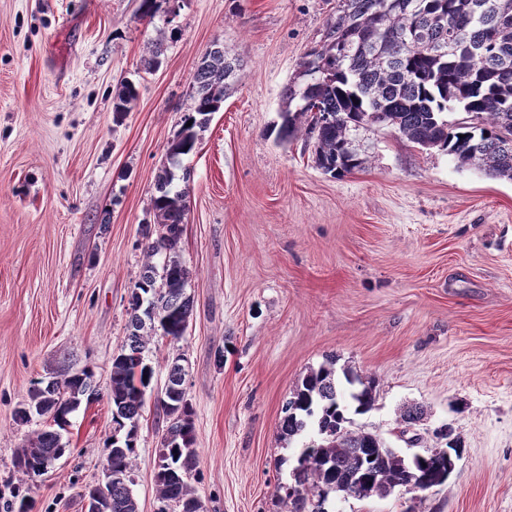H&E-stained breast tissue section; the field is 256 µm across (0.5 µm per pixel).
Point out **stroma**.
<instances>
[{"label":"stroma","instance_id":"1","mask_svg":"<svg viewBox=\"0 0 512 512\" xmlns=\"http://www.w3.org/2000/svg\"><path fill=\"white\" fill-rule=\"evenodd\" d=\"M337 0H0V505L83 512L112 434L107 398L82 405L67 453L38 481L13 460L46 420L16 424L34 381L92 367L107 387L144 264L155 175L202 54L244 61L232 95L184 164L179 247L192 273L188 330L145 353L155 374L132 472L139 512H157L166 423L157 406L182 357L195 410L192 479L204 512H279L298 445L282 408L310 370L334 361L374 382L353 428L403 454V407L421 448L461 438L455 473L411 502L332 498L329 512H512V181L367 125L365 165L335 178L303 138L277 140L280 94L321 39ZM161 64L142 66L147 42ZM139 97L122 122L124 80ZM138 95V87L133 82L125 81L121 83L113 97V112L119 116L129 112L131 104L137 99Z\"/></svg>","mask_w":512,"mask_h":512}]
</instances>
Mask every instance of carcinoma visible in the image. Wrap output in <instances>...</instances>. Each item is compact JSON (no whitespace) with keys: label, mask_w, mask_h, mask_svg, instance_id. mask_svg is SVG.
Returning a JSON list of instances; mask_svg holds the SVG:
<instances>
[{"label":"carcinoma","mask_w":512,"mask_h":512,"mask_svg":"<svg viewBox=\"0 0 512 512\" xmlns=\"http://www.w3.org/2000/svg\"><path fill=\"white\" fill-rule=\"evenodd\" d=\"M240 70V60L228 57L223 45L206 49L166 162L155 176L153 225L143 231L146 262L129 299L127 339L112 357L107 387L113 433L104 457L116 472L108 489L110 512H138L131 472L138 421L154 376L145 350L158 337L180 340L192 311L186 295L190 271L177 255L188 204L175 185L176 171L187 178L183 161L195 152L199 131L224 110ZM138 95L133 82L122 83L113 112L130 111ZM451 112L466 117L450 121ZM281 116L278 138L302 132L313 139L317 166L334 177L363 166L365 159L351 147L352 132L381 116L383 126L412 144L512 180V0H339L319 44L285 86ZM160 254L164 260L158 266L153 259ZM179 361L173 359L165 381L168 426L159 460L180 478L156 475L158 512H183L187 503L198 501L190 483L198 459L194 411ZM354 381L347 372L339 379L331 362L310 371L290 393L282 433L309 439L291 469V482L277 487L281 512H314V501L331 494L370 499L386 496L403 481L448 479L461 444L431 448L415 459L375 433L351 428L349 413L363 414L374 402L371 388L357 390ZM99 398L93 372L81 369L34 382L15 417L23 424L47 418L63 429L82 402ZM66 451L59 433L43 430L22 443L15 464L34 469Z\"/></svg>","instance_id":"carcinoma-1"}]
</instances>
